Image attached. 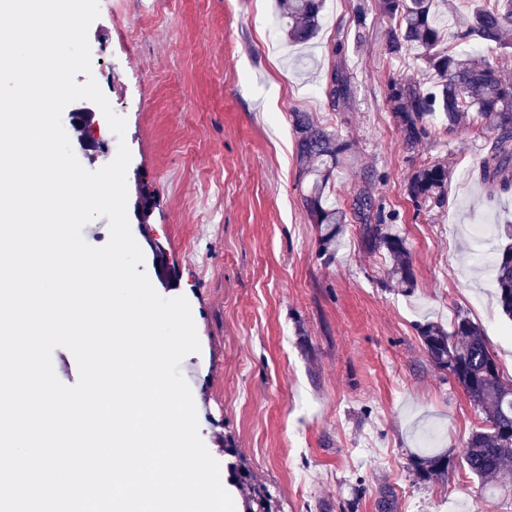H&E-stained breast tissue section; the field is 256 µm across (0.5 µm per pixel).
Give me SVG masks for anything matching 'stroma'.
<instances>
[{
    "label": "stroma",
    "instance_id": "obj_1",
    "mask_svg": "<svg viewBox=\"0 0 512 512\" xmlns=\"http://www.w3.org/2000/svg\"><path fill=\"white\" fill-rule=\"evenodd\" d=\"M99 10L88 40L96 81L127 120L128 199L151 194L149 230L176 276L156 290L190 304L201 350L183 363L237 512L258 487L273 512H512V495L461 467L415 476L414 456H458L481 423L418 325L469 317L512 380V321L475 257L512 221V192L488 194L478 180L477 130L427 139L415 159L403 149L388 81L423 70L413 55L388 56L377 0H326L306 50L288 44L275 0H99ZM341 62L351 97L334 109L324 88ZM293 111L354 144L337 206L376 171L371 190L412 254V293L388 286L389 259L362 249L358 225L333 258L320 256L300 203ZM419 159L447 162L444 206L408 197ZM231 463L248 479L231 481Z\"/></svg>",
    "mask_w": 512,
    "mask_h": 512
}]
</instances>
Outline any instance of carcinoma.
<instances>
[{"mask_svg":"<svg viewBox=\"0 0 512 512\" xmlns=\"http://www.w3.org/2000/svg\"><path fill=\"white\" fill-rule=\"evenodd\" d=\"M436 0H378L379 12L393 22L387 51L399 58L411 48L429 81L394 77L387 85L386 101L393 112L404 149L418 151L437 133L432 119L440 114L445 132L477 127L485 134L486 151L479 170L481 183L492 193L512 191V82L502 76L494 59L507 47L512 32V0H483L458 21L446 44L435 18ZM286 34L295 41L316 37L324 0H277ZM325 94L336 108L349 96L345 68H334ZM296 132L297 181L306 186L301 203L313 223L324 226L320 251L336 254L344 224L359 225L361 246L384 251L391 260L394 287L412 290L415 275L405 240L386 228L388 215L368 184L375 171L364 174V185L353 188L349 208L329 201L334 173L352 154L353 143L329 132L308 112L291 113ZM448 166L432 160L420 163L411 174L407 193L418 207L445 202ZM495 284L501 314L512 320V225L497 249ZM424 349L433 365L448 373L482 414V425L463 443L461 463L472 475L512 495V380L504 379L495 355L480 327L456 315L450 329L426 322L418 325ZM454 465L446 453L426 455L415 462L418 480L427 482Z\"/></svg>","mask_w":512,"mask_h":512,"instance_id":"cac0c4a2","label":"carcinoma"}]
</instances>
